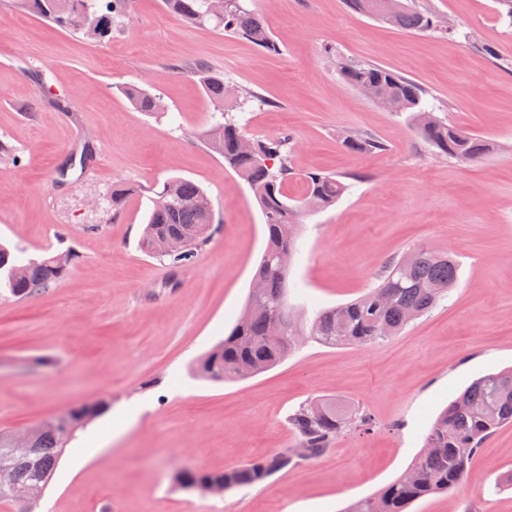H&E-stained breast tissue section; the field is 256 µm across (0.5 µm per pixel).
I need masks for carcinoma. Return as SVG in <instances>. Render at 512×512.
<instances>
[{
    "label": "carcinoma",
    "mask_w": 512,
    "mask_h": 512,
    "mask_svg": "<svg viewBox=\"0 0 512 512\" xmlns=\"http://www.w3.org/2000/svg\"><path fill=\"white\" fill-rule=\"evenodd\" d=\"M169 12L187 24L204 26L212 21L224 27V33L247 40L276 53L277 42L265 20L246 9L241 0L231 7L225 0H164ZM134 0H32L39 17L61 28L83 33L89 40H101L122 26L133 8ZM360 14L373 15L406 32L437 27L434 15L419 10L405 0H347ZM96 16L95 26L85 24L86 16ZM342 74L347 82L370 89L374 99L395 112H406L410 121L428 112L422 89L412 80L378 65H346ZM195 75L205 95L216 105H224V77L198 65ZM128 99L141 112H163L160 98L141 88L126 90ZM419 131L436 154L461 163L475 162L494 149L481 137L439 117ZM244 126L231 112L209 130V144L224 158V165L238 174L249 186L260 206L265 223L266 247L256 280L260 283L261 305L245 322L232 329L196 364V375L214 383L244 379L251 369L256 376L282 363L298 346L292 332L301 328L302 335L322 346H366L399 334L407 325L437 307L454 287L458 264L447 253L419 248L385 264L380 283L368 294L343 305L320 311L306 328L286 307L288 268L278 263L279 255L296 251L299 211L309 200L326 209L336 203L352 184L339 175L312 172L300 175L291 166L286 139H249ZM343 146L356 154L372 153L381 148L373 138L347 135ZM304 183V193L290 203L288 189L292 182ZM214 211L207 191L197 182L172 177L166 180L152 199L140 238L143 252L169 261L170 267L192 264L198 252L214 233ZM69 261L60 266L56 254L38 258L23 257V250H11L0 243V289L5 296L28 298L61 281L77 260L67 250ZM278 307L283 333L278 340L270 337L266 308ZM108 407L101 400L92 406L72 408L60 418L71 429L67 435L48 426L39 431L23 461L12 460L7 438L0 430V463L13 467L14 480L32 491L23 502L24 512H34L66 448ZM512 423V370L488 373L474 380L438 416L425 437L426 450L421 452L405 475L383 487L375 496L359 499L346 512H407L416 501L437 492L460 487L469 466L483 443L500 427ZM288 425L300 439L303 455L288 450L227 469L221 473L193 469L180 483L205 495L213 481L224 482L228 490L265 481L278 471L293 469L300 462L324 454L343 433L367 434L376 421L363 410L330 399H311L288 414Z\"/></svg>",
    "instance_id": "1"
}]
</instances>
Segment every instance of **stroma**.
I'll use <instances>...</instances> for the list:
<instances>
[{"instance_id":"35a3bbf8","label":"stroma","mask_w":512,"mask_h":512,"mask_svg":"<svg viewBox=\"0 0 512 512\" xmlns=\"http://www.w3.org/2000/svg\"><path fill=\"white\" fill-rule=\"evenodd\" d=\"M452 26L405 32L346 0H242L278 46L268 52L213 25L185 24L162 0H136L101 42L0 0V240L27 256L72 250L56 285L0 298V429L20 430L108 400L62 456L39 512H342L401 476L439 412L473 378L512 367V29L496 0H415ZM377 64L415 81L436 114L491 141L472 164L433 153L406 114L349 84L340 63ZM204 64L258 101L225 111L247 133L289 138L297 173L352 175L334 206L300 218L287 303L303 325L375 288L384 264L418 247L452 254L448 299L368 346L302 343L255 377L211 383L192 363L241 316L265 247L247 184L207 142ZM136 85L165 113L137 110ZM378 139L368 154L341 133ZM201 183L215 232L179 271L137 247L150 190ZM136 194L117 213L92 199ZM315 397L364 407L379 426L254 486L215 496L183 489L184 466L221 472L299 446L286 417ZM512 425L472 461L465 483L410 512H512Z\"/></svg>"}]
</instances>
